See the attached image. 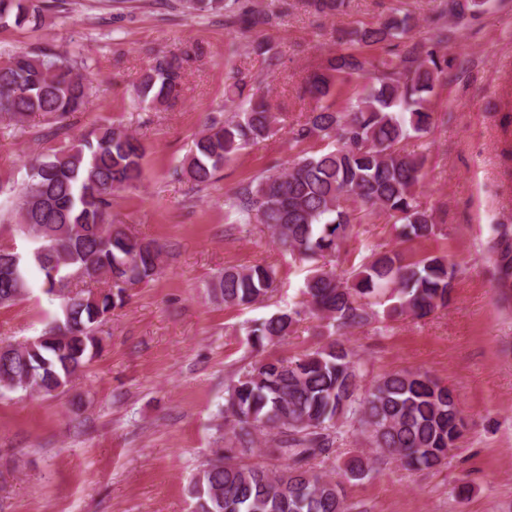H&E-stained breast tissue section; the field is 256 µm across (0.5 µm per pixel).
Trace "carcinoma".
<instances>
[{
    "instance_id": "1",
    "label": "carcinoma",
    "mask_w": 512,
    "mask_h": 512,
    "mask_svg": "<svg viewBox=\"0 0 512 512\" xmlns=\"http://www.w3.org/2000/svg\"><path fill=\"white\" fill-rule=\"evenodd\" d=\"M318 15L344 12L350 0H303ZM484 0H452L456 22L479 13ZM45 0H0V22L42 24ZM246 27L270 23L262 11L239 9ZM413 18L392 15L344 34L348 48L312 72L304 94L314 108L289 131L294 159L275 163L224 201L240 226L260 224L275 243L312 263L302 307L279 311L248 331L262 347L294 332L308 314L326 322L333 339L290 359H263L229 381L224 403V454L207 463L188 493L195 512H352L339 482L315 469L334 452L339 420L355 425L375 451L402 465L431 469L447 462L461 435L454 392L427 374L399 371L363 384L359 358L344 336L371 324L381 298L388 316L426 318L448 306L454 269L445 255L371 251L345 278L331 266L356 224L385 217L405 241L427 240L441 227L415 188L422 157L407 149L433 126L432 97L454 59L440 53L451 39L448 22L435 25L427 48L404 41ZM383 50L387 56L367 54ZM196 52L158 53L134 89L135 100L159 108L176 99ZM94 92L80 50L16 53L0 58V122L21 125L39 113L61 123L85 110ZM226 94L237 112L212 122L193 141L181 173L208 186L233 156L271 137L277 119L262 89L237 76ZM145 148L127 130L97 125L72 142L49 146L27 163L16 188L17 231L0 225V305L22 300L34 283L47 293L91 282L61 299L59 312L37 339L0 352V391L51 395L71 384L101 352L97 329L125 301L126 286L161 272L163 246L111 219L112 196L140 183ZM269 266H229L209 285L226 306L263 302L274 291ZM346 472L367 477L372 465L351 457Z\"/></svg>"
}]
</instances>
